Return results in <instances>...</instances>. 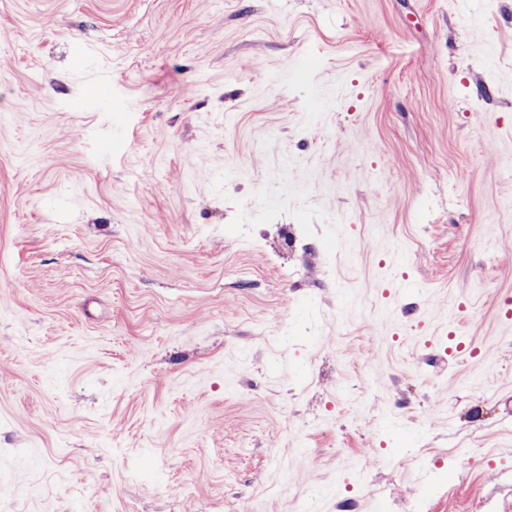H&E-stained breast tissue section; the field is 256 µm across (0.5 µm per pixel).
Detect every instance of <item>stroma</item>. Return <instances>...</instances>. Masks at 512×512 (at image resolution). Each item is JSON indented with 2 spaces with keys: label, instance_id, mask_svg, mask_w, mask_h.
<instances>
[{
  "label": "stroma",
  "instance_id": "stroma-1",
  "mask_svg": "<svg viewBox=\"0 0 512 512\" xmlns=\"http://www.w3.org/2000/svg\"><path fill=\"white\" fill-rule=\"evenodd\" d=\"M512 512V0H0V512Z\"/></svg>",
  "mask_w": 512,
  "mask_h": 512
}]
</instances>
